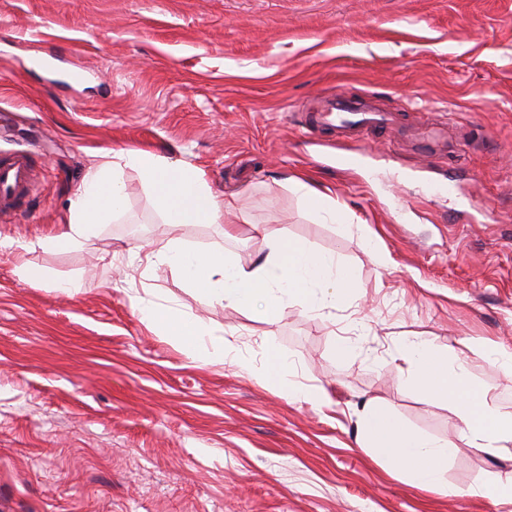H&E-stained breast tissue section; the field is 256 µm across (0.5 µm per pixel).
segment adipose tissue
<instances>
[{
    "mask_svg": "<svg viewBox=\"0 0 512 512\" xmlns=\"http://www.w3.org/2000/svg\"><path fill=\"white\" fill-rule=\"evenodd\" d=\"M129 170L138 175L164 223L223 222L230 202L212 193L201 170L155 152L121 150L111 160L89 168L81 191L70 202L64 230L38 238V247L53 252L78 248L96 236L102 225L122 215ZM258 234L260 256L248 265L223 249L201 250L178 238L147 250L145 259L148 267L167 268L197 297L256 310L271 323L288 303L318 312L348 299L354 272L335 254L313 250L272 226L260 228ZM135 306L149 324L189 350H196L208 334L203 320L140 299ZM401 343L409 382L432 397L453 403L462 436L470 446L489 450L512 441V415L498 412L490 389L474 386L464 365H450L447 354L420 337L406 336ZM357 435L372 459L399 468L412 486L426 490L443 487L451 451L447 440L408 429L388 407L375 401L363 406Z\"/></svg>",
    "mask_w": 512,
    "mask_h": 512,
    "instance_id": "adipose-tissue-1",
    "label": "adipose tissue"
}]
</instances>
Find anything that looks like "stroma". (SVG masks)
Returning a JSON list of instances; mask_svg holds the SVG:
<instances>
[{
    "label": "stroma",
    "instance_id": "1",
    "mask_svg": "<svg viewBox=\"0 0 512 512\" xmlns=\"http://www.w3.org/2000/svg\"><path fill=\"white\" fill-rule=\"evenodd\" d=\"M0 41V154L36 146L41 173L25 212L0 214L1 240L62 229L87 169L119 150L198 166L235 198L223 223L174 227L129 171L125 213L81 248H0V512H512L494 493L512 484V442L470 447L399 358L401 337H423L512 414V378L484 347L512 351V0H0ZM48 54L88 79L52 83L35 63ZM338 97L392 126L352 139L312 124ZM354 146L362 163L340 170ZM291 177L336 198L387 265L317 223ZM255 224L346 261L351 298L270 323L167 270L143 276L130 253L179 237L248 264ZM23 260L82 291L24 279ZM137 297L211 336L188 353ZM269 345L328 402L265 383ZM371 400L453 445L444 488L419 490L361 448Z\"/></svg>",
    "mask_w": 512,
    "mask_h": 512
}]
</instances>
